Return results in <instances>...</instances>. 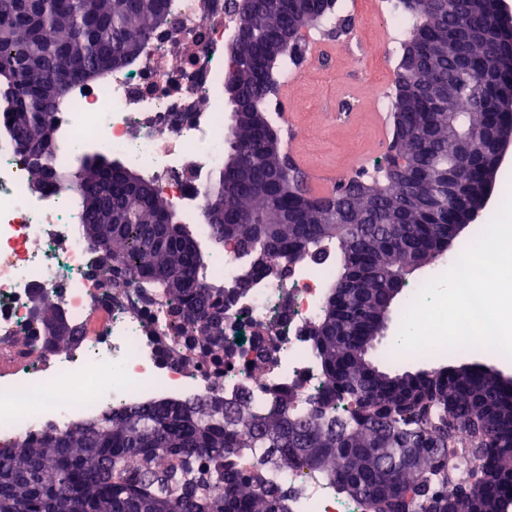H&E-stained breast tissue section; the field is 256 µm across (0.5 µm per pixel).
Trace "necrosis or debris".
Returning <instances> with one entry per match:
<instances>
[{
	"instance_id": "obj_1",
	"label": "necrosis or debris",
	"mask_w": 512,
	"mask_h": 512,
	"mask_svg": "<svg viewBox=\"0 0 512 512\" xmlns=\"http://www.w3.org/2000/svg\"><path fill=\"white\" fill-rule=\"evenodd\" d=\"M234 0H167L168 22L144 53L100 85H80L57 111L58 165L76 143L141 169L174 210L197 223L212 176L224 157V44L245 18ZM74 191L57 184L29 189V171L14 146L0 142V446L36 438L50 426L80 433L93 410L157 400H231L249 393L263 404L267 389L321 394L325 380L305 332L320 314L334 256L300 261L283 281L252 277L233 308L245 335L276 328V366L247 361L225 370L219 386L175 360L183 348L168 336L162 299L137 288L105 290L91 273L96 259L80 232ZM51 297L76 330L78 343L48 346L29 313L32 292ZM294 512H361L317 474L285 471Z\"/></svg>"
}]
</instances>
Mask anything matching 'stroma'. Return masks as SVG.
I'll list each match as a JSON object with an SVG mask.
<instances>
[{"instance_id":"1","label":"stroma","mask_w":512,"mask_h":512,"mask_svg":"<svg viewBox=\"0 0 512 512\" xmlns=\"http://www.w3.org/2000/svg\"><path fill=\"white\" fill-rule=\"evenodd\" d=\"M381 7L382 0H348L352 34L336 38L327 27L312 29L309 54L280 84L286 146L313 195L329 194L337 179L371 168L391 140L390 114L378 107L374 88H391L406 37L391 34Z\"/></svg>"}]
</instances>
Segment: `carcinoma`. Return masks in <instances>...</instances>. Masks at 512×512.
Instances as JSON below:
<instances>
[{"label":"carcinoma","mask_w":512,"mask_h":512,"mask_svg":"<svg viewBox=\"0 0 512 512\" xmlns=\"http://www.w3.org/2000/svg\"><path fill=\"white\" fill-rule=\"evenodd\" d=\"M474 0H397L419 45L414 67L390 92L395 150L340 178L329 196L304 195L300 172L267 149L273 127L265 61L290 36L293 64L305 51L300 21H317L320 0H242L244 27L227 58L234 124L205 200H224L208 243L232 238L248 258L242 279L269 264L336 252V271L308 333L325 377L322 394L271 390L262 409L242 400L157 401L114 408L72 437L54 427L0 452V512H292L275 470L320 474L363 512H508L512 506V391L476 367L390 373L368 358L392 304L414 271L441 259L455 222L476 202L486 172L498 175L494 134L512 122V33L480 37L491 10ZM472 13L461 62L448 54L456 16ZM166 0H0V112L12 143L34 145L46 166L30 182L53 180L79 194L83 234L101 248L94 270L115 288L133 283L161 297L188 361L219 370L239 356L224 334L233 294L208 277L212 254L145 178L98 152L60 170L56 105L75 86L131 64L166 20ZM53 37L46 38V33ZM467 108H461L462 102ZM453 135L473 151L448 183L437 171L454 155ZM48 345L63 350L74 331L49 296L32 295ZM276 360L273 336L252 364ZM249 448L265 454L239 464Z\"/></svg>","instance_id":"cac0c4a2"}]
</instances>
